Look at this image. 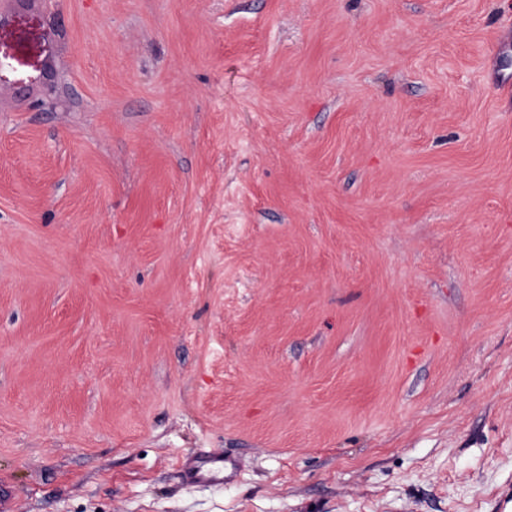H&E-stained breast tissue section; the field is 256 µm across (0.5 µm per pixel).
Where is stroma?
<instances>
[{"label":"stroma","mask_w":512,"mask_h":512,"mask_svg":"<svg viewBox=\"0 0 512 512\" xmlns=\"http://www.w3.org/2000/svg\"><path fill=\"white\" fill-rule=\"evenodd\" d=\"M510 27L0 0L16 512H512ZM215 452L232 481L187 478ZM510 48H512V43L508 34L499 38L493 46V53L497 59H500L502 65L500 80L503 86L509 85L512 81Z\"/></svg>","instance_id":"obj_1"}]
</instances>
